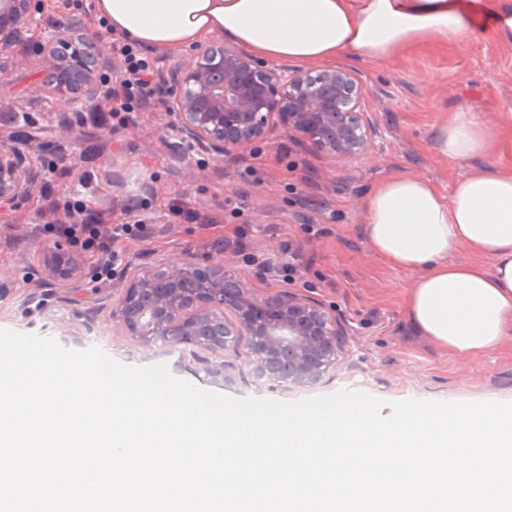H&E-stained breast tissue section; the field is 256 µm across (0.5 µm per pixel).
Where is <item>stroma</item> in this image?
I'll list each match as a JSON object with an SVG mask.
<instances>
[{"label":"stroma","instance_id":"stroma-1","mask_svg":"<svg viewBox=\"0 0 512 512\" xmlns=\"http://www.w3.org/2000/svg\"><path fill=\"white\" fill-rule=\"evenodd\" d=\"M30 10L34 25L0 53V140L19 136L20 150L41 178L12 204L0 205V268L14 272L10 294L0 299V328L52 336L68 347L94 337L108 343L120 363H149L112 323L118 278L98 269L95 254L87 256L98 270L92 284L53 286L43 311L23 303L40 288L42 251L60 239L50 224L70 221L65 210H52V201H77L107 223L121 222L125 205L112 200V172L118 169L141 203L148 229L147 237L118 243L123 261L159 265L179 257L202 264L224 253L225 239L239 237L245 252L277 263L285 259L281 241H292L301 268L295 282L262 278L245 262V252L235 253L233 273L262 297L288 289L321 300L345 325L336 369L315 395L356 386L385 400L386 416L390 402L404 399L512 402V337L490 352L462 357L416 332L408 300L419 274L393 268L370 250L363 207L367 189L396 174L453 191L471 164L442 157L436 140L449 113L458 110L475 113L491 134L484 164L512 169V127L504 122L512 113V42L461 39L378 62L351 61L381 131L372 159L337 163L279 129L229 162L183 139L172 113L148 109L126 127L115 117L101 120L84 99L50 93L40 55L45 37L82 36L106 57L111 34L97 12L65 6L64 0H30ZM236 195L245 207L234 215L224 199ZM177 203L209 217V224L184 220L173 210ZM309 224L317 225L318 234L306 232ZM168 366L175 376L229 397L295 401L308 394L271 389L248 374L220 385L188 354Z\"/></svg>","mask_w":512,"mask_h":512}]
</instances>
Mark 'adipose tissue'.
Instances as JSON below:
<instances>
[{
    "mask_svg": "<svg viewBox=\"0 0 512 512\" xmlns=\"http://www.w3.org/2000/svg\"><path fill=\"white\" fill-rule=\"evenodd\" d=\"M113 33L155 49L212 36L249 53L314 66L374 62L462 37L512 38V0H96ZM484 124L454 112L437 149L452 161L485 156ZM366 238L393 266L419 272L409 297L415 328L468 356L512 335V172L476 168L444 197L428 180L393 175L367 192ZM466 245L486 264L454 263Z\"/></svg>",
    "mask_w": 512,
    "mask_h": 512,
    "instance_id": "obj_1",
    "label": "adipose tissue"
}]
</instances>
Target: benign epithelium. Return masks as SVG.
Listing matches in <instances>:
<instances>
[{"label": "benign epithelium", "instance_id": "benign-epithelium-1", "mask_svg": "<svg viewBox=\"0 0 512 512\" xmlns=\"http://www.w3.org/2000/svg\"><path fill=\"white\" fill-rule=\"evenodd\" d=\"M32 23L29 0H0V50L12 46ZM68 47L61 37L40 47L52 91L64 98H90L96 91L97 68H112V60L69 54ZM158 79L170 89L178 133L228 161L278 127L338 162L371 155L380 136L365 86L348 66H274L226 41L188 62L174 61ZM39 177L23 156L0 147V201L16 199ZM233 262L234 256L225 254L203 267L178 258L159 266L131 267L113 296L112 319L149 351L167 343L194 346V360L219 381L236 370L271 388L319 384L336 368L345 327L325 303L299 293L254 296L230 273ZM93 276L85 257L60 243L42 253L43 283H82ZM243 336L260 352L242 366L236 357Z\"/></svg>", "mask_w": 512, "mask_h": 512}]
</instances>
